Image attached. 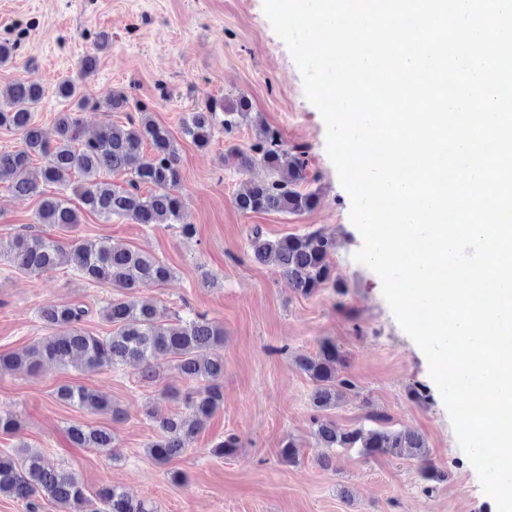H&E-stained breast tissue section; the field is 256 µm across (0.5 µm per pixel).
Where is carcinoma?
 Returning <instances> with one entry per match:
<instances>
[{"label": "carcinoma", "instance_id": "cac0c4a2", "mask_svg": "<svg viewBox=\"0 0 512 512\" xmlns=\"http://www.w3.org/2000/svg\"><path fill=\"white\" fill-rule=\"evenodd\" d=\"M57 92L74 101L79 110L85 105L79 84L72 78L61 80ZM43 95L41 87L22 78L0 93V127L19 132L22 140L19 148L0 151V186L20 197L42 195V182L70 187L81 207L71 206L64 198L45 197L40 202L37 223L71 228L80 223L81 211L88 210L107 221L117 218L137 224H178L182 235H193L194 226L182 223L177 148L168 131L152 120L145 105L135 104L139 117L129 118L128 124H110L87 139L83 137L78 113L60 112L51 139L33 115ZM101 105L112 112H126L130 99L122 92L110 91ZM249 110V102L242 97L211 101L188 115L183 134L204 148L210 144L216 125L230 136L246 120ZM219 112L224 113L220 121ZM147 145L150 152L146 154ZM36 156L44 160L38 179L30 176ZM224 159L241 174L256 166L268 172L267 179L249 182L235 196L237 209L244 213L301 214L317 204L316 193L298 190L310 178L306 152L288 148L279 133L268 127L258 126L255 141L246 146L230 145ZM106 172L127 174L126 185L109 182L104 178ZM144 185L151 187L147 195L140 193ZM249 244L253 259L276 263L297 294L308 297L328 286L339 295L345 294V285L337 278L331 262L336 242L320 231L290 234L272 241L255 226ZM0 256L26 275L70 267L81 278L110 284L114 289L112 299L100 312L113 327L108 335L96 336L81 327L89 313L85 305L47 303L39 307L38 318L51 335L22 354H0V373L23 370L38 374L50 365L66 367L77 357L88 369L116 368L135 362L141 365L142 379L150 382L157 376V357L169 355L179 375L188 382L186 388L174 392L185 412L156 420L159 434L146 445V453L161 465L183 454L187 442L223 403L224 329L203 314L167 323L157 307L136 298L140 289L172 277V269L154 256L109 239L94 245L69 244L40 230L22 231L1 241ZM343 359L339 345L324 340L315 355L298 361L299 369L313 383L311 407L316 439L326 448H357L365 456L410 460L417 463L423 482L442 481L445 474L430 460L422 435L382 426L387 418L375 410L366 416L367 421L376 424L369 429L341 428L327 415L352 387V382L339 373ZM55 396L90 412L110 414L114 421L122 417L119 407L82 386L61 385ZM65 437L73 448H94L116 455V437L109 428L74 423L66 427ZM239 447V437L228 434L210 453L219 458L230 457ZM299 454L298 445L291 438L279 448V458L287 465L297 464ZM0 495L22 502L26 512H41L43 496L52 501L57 512H155L152 505L130 497L116 485L104 484L94 498L87 497L73 473L49 466L41 451L27 447L0 453Z\"/></svg>", "mask_w": 512, "mask_h": 512}]
</instances>
